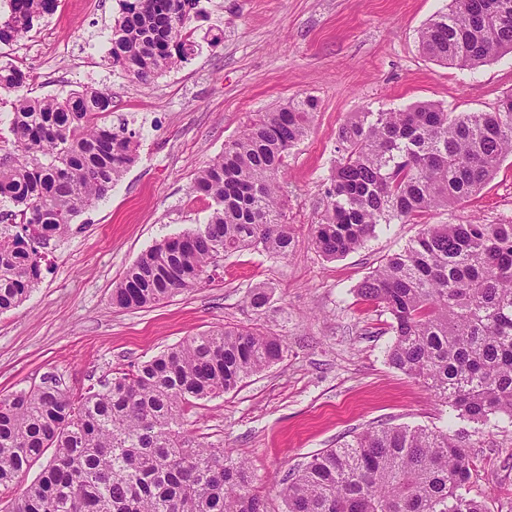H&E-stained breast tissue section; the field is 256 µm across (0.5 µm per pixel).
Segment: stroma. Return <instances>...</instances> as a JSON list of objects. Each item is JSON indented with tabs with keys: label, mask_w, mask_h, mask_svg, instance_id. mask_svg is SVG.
<instances>
[{
	"label": "stroma",
	"mask_w": 512,
	"mask_h": 512,
	"mask_svg": "<svg viewBox=\"0 0 512 512\" xmlns=\"http://www.w3.org/2000/svg\"><path fill=\"white\" fill-rule=\"evenodd\" d=\"M450 0H199L188 27L194 55L142 84L112 66L107 50L120 0H57L21 41L0 44V62L35 76L36 96L86 87L112 92V123L138 134L139 158L69 233L44 250L43 278L23 304L0 314V396L45 373L77 391L185 339L244 326L283 339L282 361L205 401L186 428L246 458L269 512H282L279 482L306 456L373 426L458 433L475 462L471 496L512 512V423L457 417L421 382L389 366L390 316L357 301L358 284L420 226H381L361 249L335 260L312 243L336 158L339 126L353 112L435 101L491 112L512 93V53L474 70L433 61L419 32ZM318 98L307 137L285 160L287 259L244 250L220 260L211 281L143 309L113 307L124 271L162 239L204 223L193 190L254 113L301 95ZM512 223V157L482 191L425 222ZM267 303L252 306L256 288Z\"/></svg>",
	"instance_id": "stroma-1"
}]
</instances>
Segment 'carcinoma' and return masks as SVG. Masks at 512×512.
Listing matches in <instances>:
<instances>
[{
    "mask_svg": "<svg viewBox=\"0 0 512 512\" xmlns=\"http://www.w3.org/2000/svg\"><path fill=\"white\" fill-rule=\"evenodd\" d=\"M0 43L19 41L56 0H10ZM198 0H121L108 50L127 76L148 82L194 54L187 30ZM419 44L450 67L475 69L512 52V0H451ZM13 96L14 149L0 157V198L20 223L0 232V314L41 279L42 249L105 197L135 162L128 124L106 122L112 91L33 97L26 77L0 65ZM318 100L258 112L196 174L207 221L156 243L112 288V306L137 309L210 278L217 257L260 248L285 259L293 229L282 209V169L307 137ZM338 156L313 242L341 258L381 224H417L476 195L512 155V95L493 112H450L431 101L355 112L338 131ZM386 311L388 364L421 381L460 419L512 422V224H425L357 287ZM283 341L226 326L192 336L80 391L53 373L0 398V493L47 450L41 476L8 512H267L249 463L184 431L187 411L238 389L282 360ZM475 463L448 430L368 428L313 454L282 489L284 512H489L469 496Z\"/></svg>",
    "mask_w": 512,
    "mask_h": 512,
    "instance_id": "obj_1",
    "label": "carcinoma"
}]
</instances>
